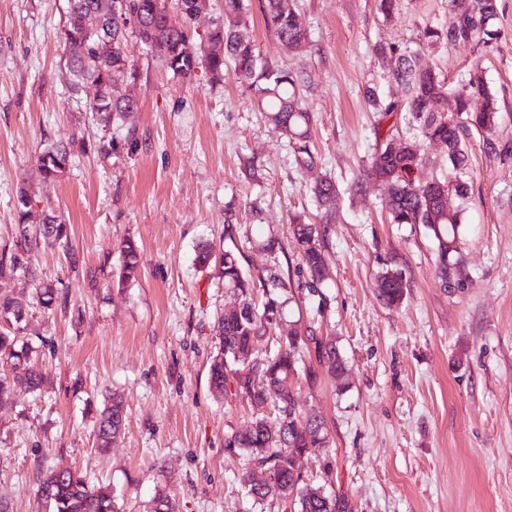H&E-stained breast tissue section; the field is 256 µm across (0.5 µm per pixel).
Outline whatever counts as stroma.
<instances>
[{"label":"stroma","mask_w":512,"mask_h":512,"mask_svg":"<svg viewBox=\"0 0 512 512\" xmlns=\"http://www.w3.org/2000/svg\"><path fill=\"white\" fill-rule=\"evenodd\" d=\"M498 4L497 43L453 47L419 39L425 25L453 21L448 0H397L390 19L378 0H293L309 42L291 53L265 26V0H248L247 32L262 60L304 71L310 85L316 162L304 168L252 91L202 68L174 76L139 48L136 81H117L139 107L102 128L61 79L68 0H0V251L17 239L19 189L69 226L68 245L28 257L57 288V305L44 309L31 290L13 289L44 384L0 404V501L10 512H48L38 478L66 468L111 486L116 512H150L160 494L176 512H287L281 499L241 496L248 455L225 441L255 411L209 386L215 321L240 299L221 266L195 265L202 242L233 249L252 273L289 276L278 335L332 337L347 362L339 380L307 352L302 364L316 380H292L297 411L319 412L328 428L326 447L299 461L306 481L345 512H512V0ZM379 43L419 53L451 89L480 63L498 100L495 152L479 134L466 140L471 190L459 232L468 288L442 287L421 225L389 223L384 185L351 190L376 148L365 88L401 95L374 60ZM106 133L116 149L103 159L94 146ZM72 137L86 153L45 179L39 154ZM325 177L338 187L327 225L311 193ZM297 215L323 226L327 275L314 291L291 230ZM273 234L284 246L274 255L262 247ZM127 238L139 245L140 273L118 288ZM387 261L404 274L395 307L376 290ZM113 393L125 401L126 426L100 455L93 423Z\"/></svg>","instance_id":"1"}]
</instances>
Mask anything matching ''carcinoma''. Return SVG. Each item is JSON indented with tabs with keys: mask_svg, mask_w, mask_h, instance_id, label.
I'll list each match as a JSON object with an SVG mask.
<instances>
[{
	"mask_svg": "<svg viewBox=\"0 0 512 512\" xmlns=\"http://www.w3.org/2000/svg\"><path fill=\"white\" fill-rule=\"evenodd\" d=\"M102 0H68V20L62 30L65 79L71 90L85 97L90 112L98 115L104 125L113 118H123L138 109L133 98L118 95L110 89L111 75L126 69L136 78L137 67L128 51V38H135L149 54L172 73L189 78L203 66L214 77L230 74L258 96L260 111L291 140L300 143L298 164L309 166L314 157L305 141L311 135L312 118L303 106L305 81L297 72L259 61L254 42L239 28L247 15L246 0H224V16L216 22L213 37L224 45V54H207L202 43H196L188 34L193 20L196 0H177V11L169 16L151 11L152 0H122L120 7L126 16L137 18V28L119 30L117 20H105L101 33L87 38L82 31V20L101 9ZM282 0H265L263 12L267 27L271 28L281 44L289 51L308 42L307 30L294 9L283 11ZM452 8L461 9L462 19L449 27L427 24L420 30V40L448 43L455 47L489 46L498 41L497 0H448ZM374 55L388 76L404 90L400 98H385L369 87L365 96L379 122L390 121L402 112H408L420 122L419 134L407 136L399 147H392L395 135L387 129L385 136L371 157L362 175L353 184L360 193L370 181L381 182L387 189L383 202L392 224H422L436 244V272L443 287L450 290L466 288L469 280L460 261L459 227L461 209L448 207V196L462 203L470 187L466 178L467 153L464 137L472 131L486 135L483 145L496 151L492 135L498 125L495 96L486 88L479 68L469 74L465 82L450 92L436 74L426 67L420 56L390 45H377ZM484 99L483 107L475 111L471 98ZM440 141L447 147V179L422 181L419 172L424 164V142ZM86 152L84 141H70L44 149L38 162L45 178L61 177L75 152ZM317 203L325 209L326 223L336 219V183L325 179L313 189ZM29 192L22 188L17 195L15 220L19 237L9 258H0V278L20 271L39 299L48 309L56 300V290L45 285L25 266L26 256L35 249L52 247L68 241V227L50 209L41 211V222L35 231L29 230L32 207L27 200ZM292 233L300 249V261L306 269L314 289L326 275V263L320 248V229L314 224L296 222ZM119 266L115 272L117 285H125L137 278L140 271L139 247L127 239L119 247ZM224 287L242 298L240 313H224L214 326L219 339L217 354L209 365V383L220 396L228 393L250 404L258 415L252 425L226 440V447L241 448L249 455V462L269 473L266 483L247 487V494L261 504L269 498L280 497L295 505L294 512H336V500L325 494L323 487L307 483L297 468V458L310 448H323L327 430L323 418L312 413L302 417L296 412L297 392L290 381L298 372L301 351L314 348L319 363L328 365L331 374L343 377L346 366L336 341L313 334L303 335L293 330L278 337L273 349L250 364L237 365V353L252 354L254 342L277 328L285 319L286 306L292 299V285L286 279L268 270L253 275L245 271L238 256L230 250L222 255ZM378 292L389 306L402 303L404 277L395 265L388 264L377 274ZM266 296L261 305L253 301L255 292ZM24 311L7 292L0 293V322L8 328L0 329V360L22 362L31 348L20 342V326ZM258 373L265 383L257 385L252 375ZM44 377L34 367L11 380L0 379V403L11 399L17 391L42 389ZM272 409L270 421L263 411ZM127 412L123 400L112 395L100 411L95 425V450L104 452L125 429ZM37 496L49 504V512H115L112 491L107 486L90 484L82 473L65 469L50 470L38 480Z\"/></svg>",
	"mask_w": 512,
	"mask_h": 512,
	"instance_id": "cac0c4a2",
	"label": "carcinoma"
}]
</instances>
